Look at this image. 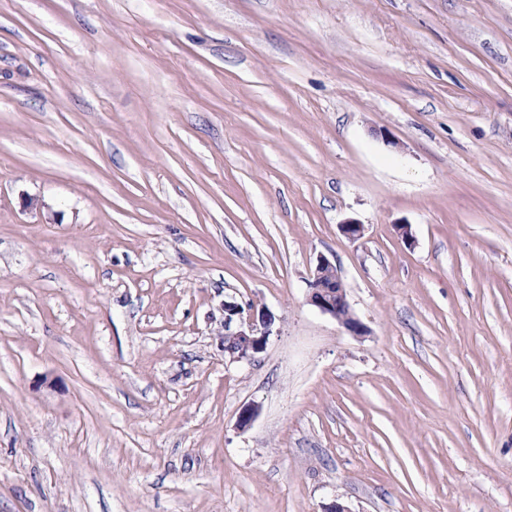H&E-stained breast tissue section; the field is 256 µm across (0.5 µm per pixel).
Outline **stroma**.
<instances>
[{
  "instance_id": "1",
  "label": "stroma",
  "mask_w": 512,
  "mask_h": 512,
  "mask_svg": "<svg viewBox=\"0 0 512 512\" xmlns=\"http://www.w3.org/2000/svg\"><path fill=\"white\" fill-rule=\"evenodd\" d=\"M335 500L512 512V0H0V512ZM308 302L323 314L358 331L359 324L347 302L344 283L338 269L328 258L320 256L308 281ZM274 322L273 316L264 310L255 311L236 302L224 304V331L235 324V330L224 333V352L230 360H250L264 349Z\"/></svg>"
}]
</instances>
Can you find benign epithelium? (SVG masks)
<instances>
[{
    "label": "benign epithelium",
    "instance_id": "benign-epithelium-1",
    "mask_svg": "<svg viewBox=\"0 0 512 512\" xmlns=\"http://www.w3.org/2000/svg\"><path fill=\"white\" fill-rule=\"evenodd\" d=\"M308 289L311 305L349 329L358 331L359 324L347 302L344 283L336 265L328 258H318L309 277ZM273 322V316L264 310L257 312L236 302L224 303V328L235 325V330L224 334V352L233 361L252 359L264 349Z\"/></svg>",
    "mask_w": 512,
    "mask_h": 512
}]
</instances>
